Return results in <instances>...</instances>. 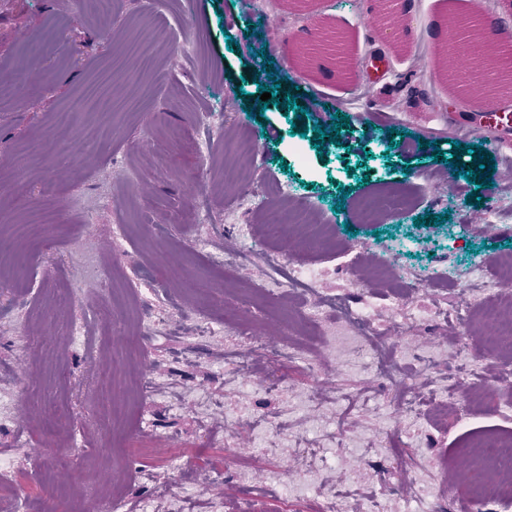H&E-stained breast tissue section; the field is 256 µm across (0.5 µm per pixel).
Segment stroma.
I'll return each mask as SVG.
<instances>
[{"label": "stroma", "mask_w": 512, "mask_h": 512, "mask_svg": "<svg viewBox=\"0 0 512 512\" xmlns=\"http://www.w3.org/2000/svg\"><path fill=\"white\" fill-rule=\"evenodd\" d=\"M403 6L394 30L372 0H115L107 18L93 0H0V406L11 409L0 415V465L12 464L30 512H98L104 492L132 510L146 502L171 512L174 487L185 512L215 502L227 512H321L316 494H282L272 474L357 501L402 489L405 461L446 512H468L479 477L454 403L470 399L476 419L512 437V381L500 374L507 352H484L487 325L463 326L453 311L494 300L495 260L512 256V165L498 131L445 130L463 104L441 78L460 61L441 50L473 0ZM323 22L342 33L348 71L328 76L293 53ZM188 38L196 51L181 50ZM267 55L280 100L268 107L256 86ZM324 80L332 86L320 101L311 91ZM291 93L302 118L285 112ZM79 101L57 142L55 115ZM337 114L348 119L338 143L320 152L301 137L316 125L330 131ZM240 125L256 166L249 181L228 182L217 159L225 130ZM390 128L421 146L390 147ZM209 132L210 155L195 152L188 136ZM433 140L438 163L423 147ZM455 140L496 161L482 206L466 204L473 186L447 163ZM273 183L320 210L331 248H305L294 227L265 239L252 218ZM404 184L421 197L413 213L361 223L359 200ZM428 211L450 219L414 227ZM43 216L48 251L13 230ZM81 254L116 280L70 304ZM369 257L388 260L395 282L362 279ZM292 262L306 266L308 287L266 301L260 287ZM337 298L367 311L373 344L411 373L418 413L402 406L405 388L370 376L366 359L326 346L335 312L303 322L305 303ZM141 319L153 328L131 360L125 335ZM72 323L85 325L87 341L66 340ZM287 342L320 359L319 370L283 358ZM139 377L152 397L112 387ZM52 402L71 415L74 461L64 469L47 462L60 432ZM269 414L287 430L272 449L260 443ZM340 425L347 445L336 453L329 434ZM129 436L187 462L147 457L128 468Z\"/></svg>", "instance_id": "stroma-1"}]
</instances>
